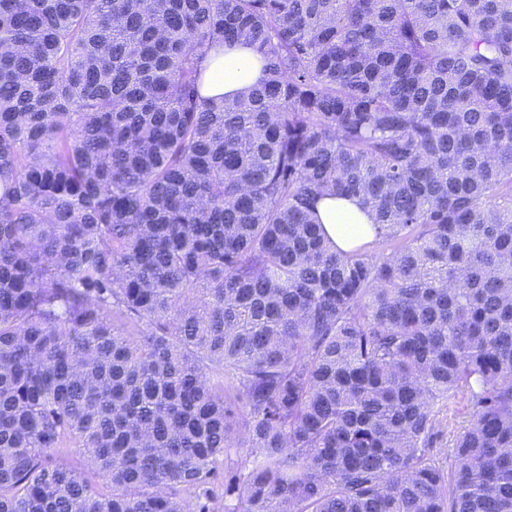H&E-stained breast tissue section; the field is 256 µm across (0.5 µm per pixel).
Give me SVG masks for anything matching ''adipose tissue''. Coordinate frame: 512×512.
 I'll return each instance as SVG.
<instances>
[{"mask_svg":"<svg viewBox=\"0 0 512 512\" xmlns=\"http://www.w3.org/2000/svg\"><path fill=\"white\" fill-rule=\"evenodd\" d=\"M201 67L202 93L207 97H234L263 76L261 61L241 45L210 50ZM317 214L326 234L341 250H354L374 240L372 219L356 201L327 197L318 204Z\"/></svg>","mask_w":512,"mask_h":512,"instance_id":"1","label":"adipose tissue"}]
</instances>
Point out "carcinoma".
I'll list each match as a JSON object with an SVG mask.
<instances>
[{
    "label": "carcinoma",
    "mask_w": 512,
    "mask_h": 512,
    "mask_svg": "<svg viewBox=\"0 0 512 512\" xmlns=\"http://www.w3.org/2000/svg\"><path fill=\"white\" fill-rule=\"evenodd\" d=\"M0 512H512V0H0ZM262 62L246 46L215 47L205 56L202 94L207 97H234L263 77ZM317 214L330 240L343 251L374 241L371 216L354 200L324 198L317 206Z\"/></svg>",
    "instance_id": "obj_1"
}]
</instances>
